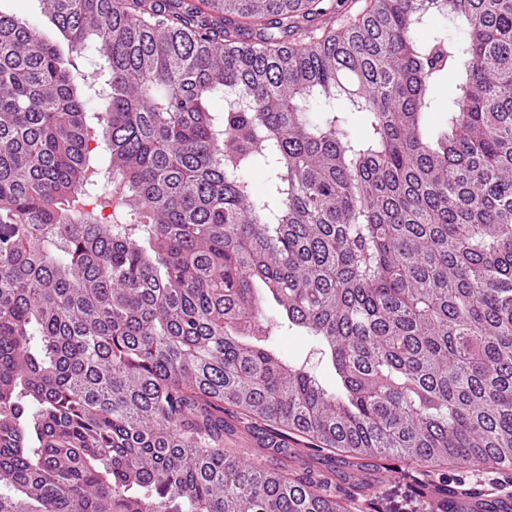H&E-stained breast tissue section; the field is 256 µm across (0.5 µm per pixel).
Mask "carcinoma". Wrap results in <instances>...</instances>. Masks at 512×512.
<instances>
[{
	"mask_svg": "<svg viewBox=\"0 0 512 512\" xmlns=\"http://www.w3.org/2000/svg\"><path fill=\"white\" fill-rule=\"evenodd\" d=\"M39 2L109 91L0 10V512H349L228 406L286 460L512 469V0ZM272 345L282 357L289 361L306 364L324 386L330 388L333 385V373L329 369L326 359L320 353V347L312 336H308L297 328L287 326L274 329L271 336ZM227 411L228 412H225L224 414V420H226L227 423L234 425L238 429V431L245 432L244 438H239L235 446L229 443L228 445L231 448H237V451L239 452L240 456L245 460L261 459L262 462H266V459L271 460V458H268L269 456H271V454L267 453V451H263L261 448H258L256 444V438H254L251 432H248L247 429H245L244 426H246L247 421L241 420L239 418L240 415L237 414L236 411L233 410L232 408H229ZM271 463L274 464L275 461L271 460ZM306 444L303 442L298 443H290V448L295 449L302 457L304 461H300L295 463L294 468L296 469V472L301 477H307L309 475H312V470H324L328 466L327 464H321L325 463L322 462V460H318L317 456L314 455L315 452L307 448L305 446ZM311 470V472H310Z\"/></svg>",
	"mask_w": 512,
	"mask_h": 512,
	"instance_id": "cac0c4a2",
	"label": "carcinoma"
}]
</instances>
